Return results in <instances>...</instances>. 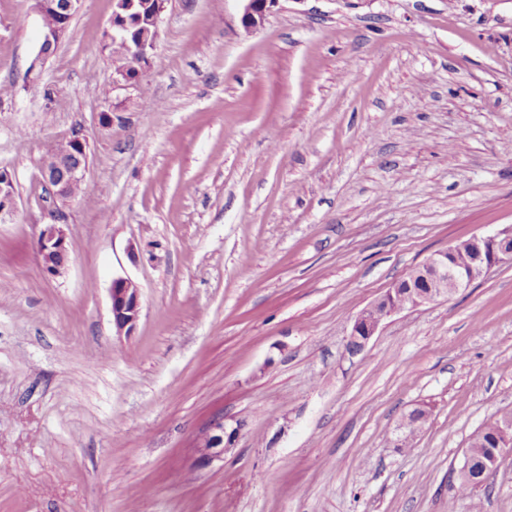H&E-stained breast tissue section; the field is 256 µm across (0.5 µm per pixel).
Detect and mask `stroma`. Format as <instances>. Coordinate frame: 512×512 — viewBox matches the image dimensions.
<instances>
[{
    "label": "stroma",
    "instance_id": "obj_1",
    "mask_svg": "<svg viewBox=\"0 0 512 512\" xmlns=\"http://www.w3.org/2000/svg\"><path fill=\"white\" fill-rule=\"evenodd\" d=\"M112 0L42 22L0 0V512H512V260L447 299L356 317L433 254L512 225V0H170L139 87H112ZM113 115L101 131L98 115ZM87 190L66 272L36 241L39 163L71 130ZM140 290L112 326L114 277ZM429 411L411 447L394 430ZM244 421L205 468L210 421ZM35 9L40 18L47 13H52L56 16L57 21L53 15L46 17V22L51 25H43L42 40L37 52L36 58L31 64L29 70V78L36 79L40 76V71L36 69L39 62L48 59L54 50H56L67 34L71 22L78 10V4L81 0H34ZM242 3L241 24L246 32L264 26L280 0H239ZM16 212L17 202L13 179L9 173L0 170V223L7 224L12 221ZM110 302L112 325L118 334H129L140 314V291L129 278L115 277L112 280Z\"/></svg>",
    "mask_w": 512,
    "mask_h": 512
}]
</instances>
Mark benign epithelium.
Wrapping results in <instances>:
<instances>
[{"label":"benign epithelium","mask_w":512,"mask_h":512,"mask_svg":"<svg viewBox=\"0 0 512 512\" xmlns=\"http://www.w3.org/2000/svg\"><path fill=\"white\" fill-rule=\"evenodd\" d=\"M81 0H35L39 16L48 13L56 16V22L43 26L42 40L34 63L29 70V78L36 79L40 71L36 64L48 59L67 34ZM168 0H113L110 31L106 32V42L122 41L126 51L123 56L113 58L114 72L112 85L136 86L141 76L142 66L148 54L155 47L162 14ZM241 24L251 32L264 26L279 0H241ZM73 141L78 150L62 158L49 151L40 164L43 182L54 183L52 187L53 207L47 212L49 222L43 225L37 239V250L44 268L61 275L67 269L69 245L63 227L65 214L63 207L72 200L71 189L85 181L89 164L88 141L81 133H76ZM17 212L14 183L7 172L0 175V223L13 220ZM512 259V227L497 232L472 237L471 256L466 264L448 260V251H440L409 274L392 284L379 298L355 319L348 338L347 347L353 353L360 352L377 333L383 320L399 312L391 306L394 296L401 293L406 297V306L417 307L448 298L466 290L484 271L492 266ZM110 302L112 325L116 332L130 333L140 314V291L130 279H112ZM244 423L241 421L229 426L224 419H214L197 444L196 465L206 467L222 458L225 452L234 447Z\"/></svg>","instance_id":"7a95c632"}]
</instances>
